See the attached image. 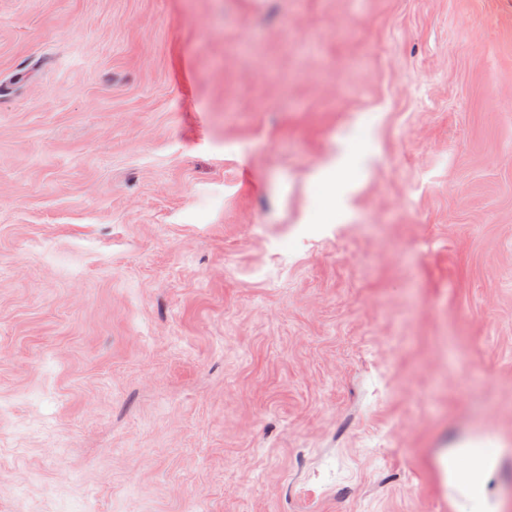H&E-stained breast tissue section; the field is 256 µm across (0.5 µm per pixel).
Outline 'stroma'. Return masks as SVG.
<instances>
[{
	"instance_id": "1",
	"label": "stroma",
	"mask_w": 512,
	"mask_h": 512,
	"mask_svg": "<svg viewBox=\"0 0 512 512\" xmlns=\"http://www.w3.org/2000/svg\"><path fill=\"white\" fill-rule=\"evenodd\" d=\"M0 512H512V0H0ZM336 181V164L328 166L320 179L314 184L313 190L320 199L318 214L321 217L330 215V210L323 205L326 198L332 192ZM487 441L468 437L444 449L438 463L445 484L453 486L459 496H476L487 500L495 473L496 451Z\"/></svg>"
}]
</instances>
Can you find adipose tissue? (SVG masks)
<instances>
[{"label":"adipose tissue","mask_w":512,"mask_h":512,"mask_svg":"<svg viewBox=\"0 0 512 512\" xmlns=\"http://www.w3.org/2000/svg\"><path fill=\"white\" fill-rule=\"evenodd\" d=\"M496 452L489 443L477 437H468L444 449L438 463L444 482L450 483L459 496H490V485L495 473Z\"/></svg>","instance_id":"obj_1"}]
</instances>
